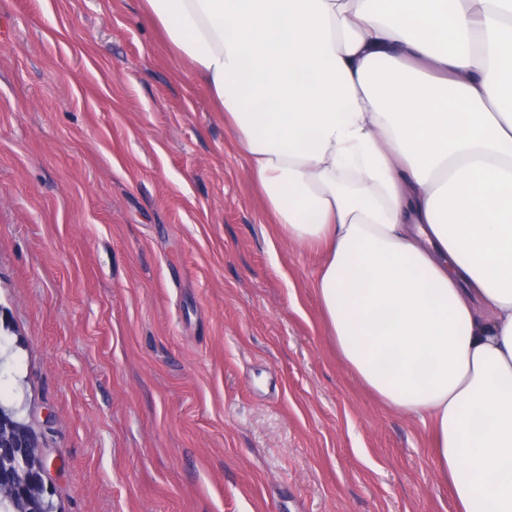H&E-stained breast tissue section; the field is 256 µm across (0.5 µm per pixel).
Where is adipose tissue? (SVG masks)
Listing matches in <instances>:
<instances>
[{
    "label": "adipose tissue",
    "mask_w": 512,
    "mask_h": 512,
    "mask_svg": "<svg viewBox=\"0 0 512 512\" xmlns=\"http://www.w3.org/2000/svg\"><path fill=\"white\" fill-rule=\"evenodd\" d=\"M267 213L322 251L336 349L512 512V0H147Z\"/></svg>",
    "instance_id": "adipose-tissue-1"
}]
</instances>
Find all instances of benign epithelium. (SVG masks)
I'll return each mask as SVG.
<instances>
[{
    "instance_id": "7a95c632",
    "label": "benign epithelium",
    "mask_w": 512,
    "mask_h": 512,
    "mask_svg": "<svg viewBox=\"0 0 512 512\" xmlns=\"http://www.w3.org/2000/svg\"><path fill=\"white\" fill-rule=\"evenodd\" d=\"M19 502L24 512H58L48 483V454L25 420L0 411V495Z\"/></svg>"
}]
</instances>
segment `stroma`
Here are the masks:
<instances>
[{"mask_svg": "<svg viewBox=\"0 0 512 512\" xmlns=\"http://www.w3.org/2000/svg\"><path fill=\"white\" fill-rule=\"evenodd\" d=\"M322 263L143 0H0V404L60 512H455Z\"/></svg>", "mask_w": 512, "mask_h": 512, "instance_id": "obj_1", "label": "stroma"}]
</instances>
